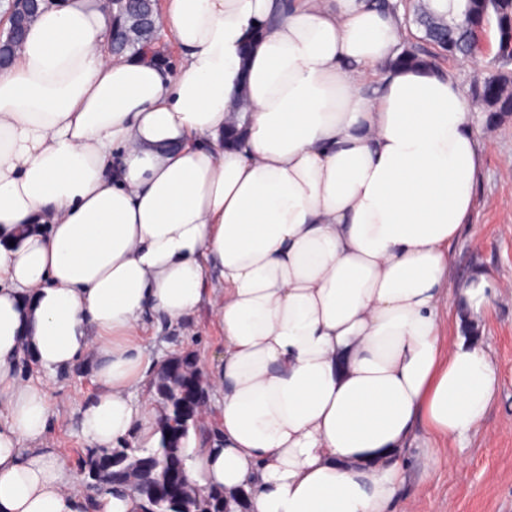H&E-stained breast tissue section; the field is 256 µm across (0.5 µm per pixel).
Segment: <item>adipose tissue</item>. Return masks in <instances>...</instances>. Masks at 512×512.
Masks as SVG:
<instances>
[{
    "mask_svg": "<svg viewBox=\"0 0 512 512\" xmlns=\"http://www.w3.org/2000/svg\"><path fill=\"white\" fill-rule=\"evenodd\" d=\"M161 21L172 74L112 51L104 0H52L0 70V512L85 510L19 361L93 358L87 445L152 448L146 320L204 305L221 442L188 448L191 485L229 512H393L416 425L467 435L500 382L442 317L492 291L449 279L485 150L468 102L449 74L381 72L402 35L365 0H167Z\"/></svg>",
    "mask_w": 512,
    "mask_h": 512,
    "instance_id": "adipose-tissue-1",
    "label": "adipose tissue"
}]
</instances>
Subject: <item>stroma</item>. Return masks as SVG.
<instances>
[{"instance_id":"35a3bbf8","label":"stroma","mask_w":512,"mask_h":512,"mask_svg":"<svg viewBox=\"0 0 512 512\" xmlns=\"http://www.w3.org/2000/svg\"><path fill=\"white\" fill-rule=\"evenodd\" d=\"M481 40L483 53L477 64L454 59L444 64L462 89H470L494 64L496 29L486 28ZM471 121L476 136L491 146L476 182L471 222L451 245L450 276L457 282L480 274L496 286L476 323L478 343L497 366L500 387L477 430L464 437L448 440L434 436L425 424L416 426L394 512H512V432L501 430L503 421L512 419V115L491 123L478 112ZM144 347L155 362L168 354L191 355L205 374L224 357V338L206 306L179 329L152 320ZM44 381L57 402L46 443L71 472H78L87 450L78 406L99 389L94 362L84 360ZM431 452L448 456V464L426 467Z\"/></svg>"}]
</instances>
